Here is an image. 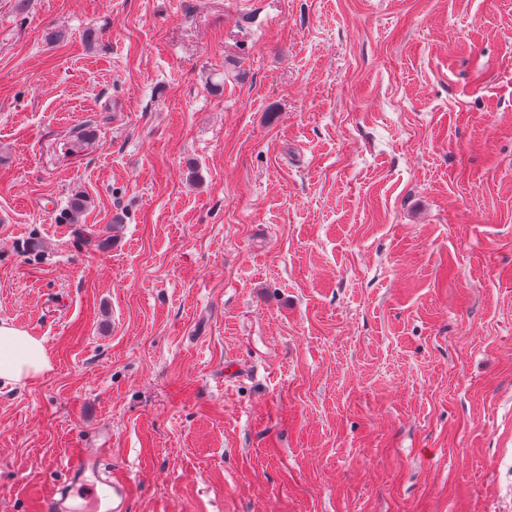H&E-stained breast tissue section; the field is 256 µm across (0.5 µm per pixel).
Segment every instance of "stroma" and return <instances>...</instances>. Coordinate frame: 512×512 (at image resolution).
Wrapping results in <instances>:
<instances>
[{"label":"stroma","mask_w":512,"mask_h":512,"mask_svg":"<svg viewBox=\"0 0 512 512\" xmlns=\"http://www.w3.org/2000/svg\"><path fill=\"white\" fill-rule=\"evenodd\" d=\"M0 320V512H512V0H0ZM51 368L42 340L9 321H0V383L25 384ZM105 457L103 452L98 449L78 448L68 462V483L66 487L67 496L75 498L80 497L89 503L96 499V490L92 484L84 481V474L87 470L94 467L96 461Z\"/></svg>","instance_id":"1"}]
</instances>
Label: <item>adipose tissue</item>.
<instances>
[{
    "label": "adipose tissue",
    "mask_w": 512,
    "mask_h": 512,
    "mask_svg": "<svg viewBox=\"0 0 512 512\" xmlns=\"http://www.w3.org/2000/svg\"><path fill=\"white\" fill-rule=\"evenodd\" d=\"M49 368L42 340L11 322L0 321V383L23 384Z\"/></svg>",
    "instance_id": "1"
}]
</instances>
